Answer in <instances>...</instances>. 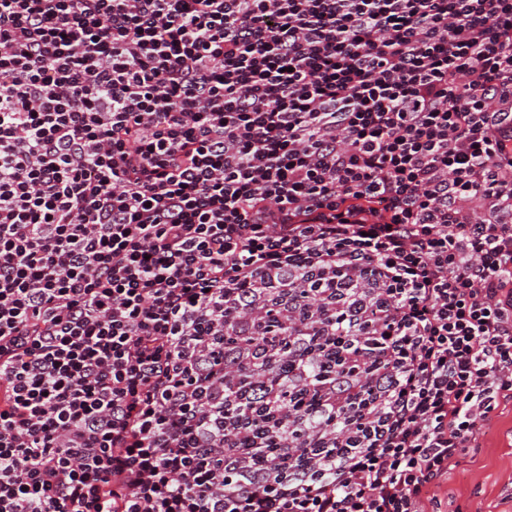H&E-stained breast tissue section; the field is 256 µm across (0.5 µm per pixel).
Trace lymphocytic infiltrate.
<instances>
[{
    "label": "lymphocytic infiltrate",
    "instance_id": "obj_1",
    "mask_svg": "<svg viewBox=\"0 0 512 512\" xmlns=\"http://www.w3.org/2000/svg\"><path fill=\"white\" fill-rule=\"evenodd\" d=\"M512 405V0H0V512H443Z\"/></svg>",
    "mask_w": 512,
    "mask_h": 512
}]
</instances>
